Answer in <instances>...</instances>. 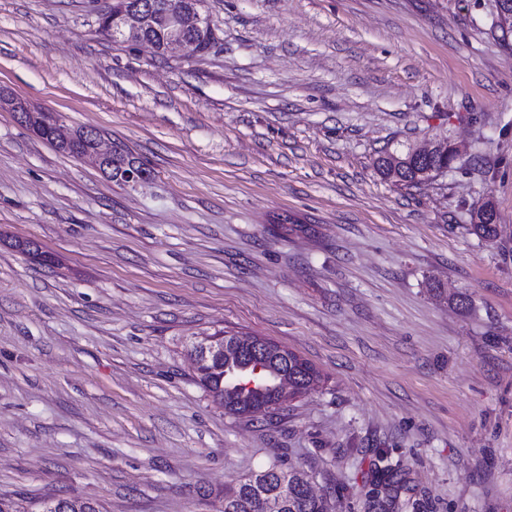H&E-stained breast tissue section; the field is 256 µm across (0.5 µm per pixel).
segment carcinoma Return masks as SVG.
Returning <instances> with one entry per match:
<instances>
[{
  "mask_svg": "<svg viewBox=\"0 0 512 512\" xmlns=\"http://www.w3.org/2000/svg\"><path fill=\"white\" fill-rule=\"evenodd\" d=\"M56 124L55 115L48 111H35L25 125L38 137L51 141ZM62 152L79 158L93 148V141L85 137V128L72 130L69 140L57 144ZM406 158V152L388 154L380 158L377 168L384 178L396 184H414L422 180L420 172L424 166L395 164L390 158ZM134 159L128 154L116 152L107 166L112 180L132 167ZM497 216L493 203L484 204L477 212V222L471 224L474 234L486 241L499 235V224H486V216ZM250 360L248 349L240 344L228 347L224 360L210 359L199 365L195 382L211 403L234 418H246L255 411L266 408L269 414L279 407L274 405L277 397L276 383L282 375H288V393L291 398L304 394L320 382V376L312 364L293 351L279 354L267 352L263 358L262 371L253 375L245 370ZM377 465L373 476L376 495L369 500V507L380 512H398L401 492L407 479L401 461L391 457L389 451L380 449L376 455ZM310 476L299 469L274 461L265 468L242 476L224 485V512H331L329 500L310 491ZM30 512H103L96 501L71 497H53L33 500Z\"/></svg>",
  "mask_w": 512,
  "mask_h": 512,
  "instance_id": "obj_1",
  "label": "carcinoma"
}]
</instances>
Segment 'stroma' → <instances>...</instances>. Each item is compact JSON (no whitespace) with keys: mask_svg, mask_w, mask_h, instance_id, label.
Here are the masks:
<instances>
[{"mask_svg":"<svg viewBox=\"0 0 512 512\" xmlns=\"http://www.w3.org/2000/svg\"><path fill=\"white\" fill-rule=\"evenodd\" d=\"M110 4L0 0V91L151 171L112 182L0 109V499L219 512L225 482L281 459L334 512H369L386 448L403 512H512V32L493 0H209L218 46L164 57L103 35ZM438 139L460 149L447 171L378 173ZM488 200L493 242L470 229ZM217 327L319 386L225 415L186 352ZM393 155L399 158H406L407 151L390 153L387 158L381 157L378 160L377 168L384 178L396 183V184H414L424 178H428L431 175L420 176L418 173L424 171L428 165L418 166L417 164H396L389 160Z\"/></svg>","mask_w":512,"mask_h":512,"instance_id":"35a3bbf8","label":"stroma"}]
</instances>
